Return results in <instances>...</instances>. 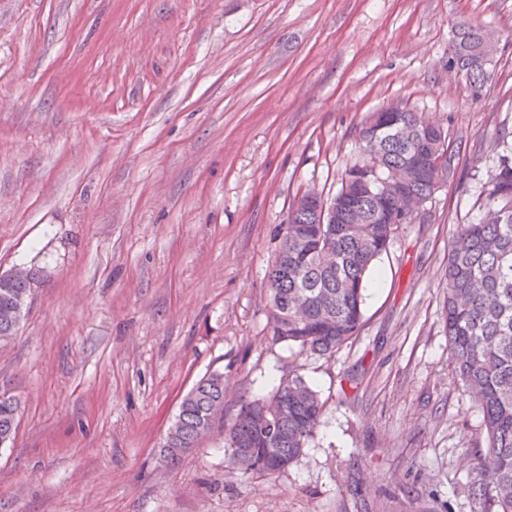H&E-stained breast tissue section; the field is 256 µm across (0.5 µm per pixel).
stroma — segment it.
I'll return each mask as SVG.
<instances>
[{"label": "stroma", "mask_w": 512, "mask_h": 512, "mask_svg": "<svg viewBox=\"0 0 512 512\" xmlns=\"http://www.w3.org/2000/svg\"><path fill=\"white\" fill-rule=\"evenodd\" d=\"M461 24L497 41L478 97L448 68ZM392 104L461 143L462 180L376 261L359 336L330 357L273 341L293 199L334 195L357 124ZM505 129L512 0H0V272H40L0 341L20 405L0 512H471L485 430L449 359L444 272ZM214 371L228 420L291 372L317 391L286 473L228 469L217 430L166 463Z\"/></svg>", "instance_id": "1"}]
</instances>
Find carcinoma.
I'll return each instance as SVG.
<instances>
[{
  "instance_id": "1",
  "label": "carcinoma",
  "mask_w": 512,
  "mask_h": 512,
  "mask_svg": "<svg viewBox=\"0 0 512 512\" xmlns=\"http://www.w3.org/2000/svg\"><path fill=\"white\" fill-rule=\"evenodd\" d=\"M466 82L475 96L493 77V67L468 61ZM416 128L428 123L423 113L373 112L357 126L360 158L345 170L335 204L363 192L355 172L369 163V143L381 123L394 117ZM386 142L385 178L405 166L409 144L381 131ZM498 160L487 171L485 206L493 216L460 224L448 248L444 303L450 360L484 416L486 446L467 449L478 479L468 486L473 512H512V132L496 145ZM461 144L448 141V160L441 174L453 180ZM378 219L398 210L391 195L368 199ZM395 224H327L317 205L301 198L288 210L278 254L266 277L273 339L301 350L331 355L357 336L363 326L366 277L387 251ZM38 272L23 278H0V340L13 336L25 314ZM17 403L0 395V445L16 432ZM323 403L302 376L280 379L267 397L243 399L225 430L229 465L243 473L278 476L295 465L322 422ZM224 422V375L201 377L182 397L166 434L164 459L177 462Z\"/></svg>"
}]
</instances>
